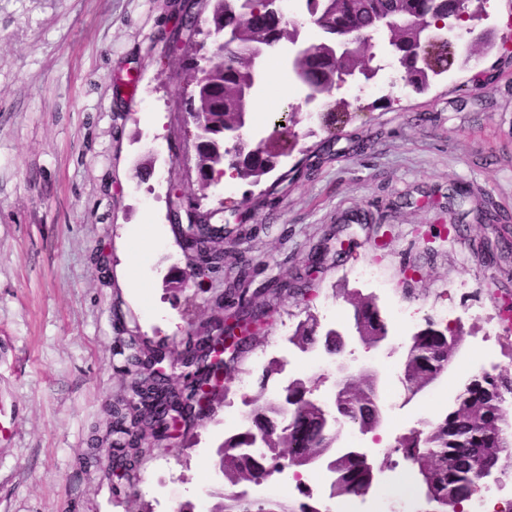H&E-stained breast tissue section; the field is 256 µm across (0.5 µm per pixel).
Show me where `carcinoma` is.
Listing matches in <instances>:
<instances>
[{
    "instance_id": "carcinoma-1",
    "label": "carcinoma",
    "mask_w": 512,
    "mask_h": 512,
    "mask_svg": "<svg viewBox=\"0 0 512 512\" xmlns=\"http://www.w3.org/2000/svg\"><path fill=\"white\" fill-rule=\"evenodd\" d=\"M308 14L321 22L318 31L321 38L311 44L313 52L304 57L291 56L288 70L294 77L311 72L317 75L314 86L328 92L332 48L347 35L376 29L382 20L395 21L386 30L390 42L395 46L405 69L407 82L418 90L428 85L429 71L434 67L448 68L445 48L434 43L418 45V24H433L458 13L457 0H306ZM264 0H211V32L213 59L206 77H190L192 92L189 100L205 111L207 124L195 129V148L198 163L206 178L214 181L224 176L228 168L242 179L261 178L274 169L272 160L257 146L248 145L231 156L224 149V135L240 125L241 113L236 111V97L246 89L254 94L262 83L265 72L258 71L257 64L246 51L229 50L216 43L225 25L238 21V41L244 46H256L264 42L268 34L278 35L294 44L299 38L296 28L288 27L267 16ZM374 53L365 47L336 62V67L372 74L378 68L371 67ZM352 307V323L361 322L370 335L367 340L377 341L388 335V327L371 296L349 300ZM452 328H434L428 323L424 331L417 334L404 365V379L411 384L422 382L416 364L427 367L430 378L436 380L448 364V334ZM331 332L318 331L315 319L300 323L294 338L306 347L323 343L327 353L338 352L336 340ZM208 366H198L186 376L180 390L166 385L162 379H149L142 387V407L139 417L147 424L162 420L168 406L180 403L188 409L198 404L202 382L211 376ZM492 389L512 392V377L499 374L473 376L458 395L457 407L442 419L431 424L427 432L426 445L417 439L402 443L406 457L418 465L419 475L434 502L441 508L446 506L465 512L472 498V489L478 477L476 465L484 464L497 468L501 456H512V430L503 428L502 404L490 393ZM338 424L356 426L361 431L377 429L383 420V410L376 392V378H363L343 383L337 400ZM266 437L263 449L255 454L249 452L253 437ZM336 443L335 423L325 414V409L308 398V387L302 381L283 389L269 398L264 391L253 398L247 426L243 431L224 440L217 448V456L224 465V480L235 487L241 483L259 484V479L271 471L282 469V463L290 462L296 467L326 463L328 470L336 474L333 495L349 497L363 493L371 485L372 470L364 455L347 452L332 460L327 454ZM145 448H130L120 458V464L138 478L137 471ZM210 512H319L303 503L299 510L289 508L279 499H255L228 491L218 496Z\"/></svg>"
}]
</instances>
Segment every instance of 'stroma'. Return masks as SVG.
<instances>
[{
  "label": "stroma",
  "mask_w": 512,
  "mask_h": 512,
  "mask_svg": "<svg viewBox=\"0 0 512 512\" xmlns=\"http://www.w3.org/2000/svg\"><path fill=\"white\" fill-rule=\"evenodd\" d=\"M177 2L0 0V512H167L196 502L202 485L221 488L210 462L231 434L225 412L260 387L285 386L301 321L336 327L327 305L346 317L349 292L373 295L354 275L361 266L387 285L378 307L404 305L415 329L436 309L459 313L455 364L419 393L399 391L392 416L364 435L374 468L402 458L382 442L453 408L464 381L457 361L487 347L498 358L477 359L478 371L512 376V323L499 314L512 299V225L479 220L489 210L512 217V49L452 66L419 91L376 33L381 91L364 80L359 93L336 90L329 109L347 115L337 138L325 122H300L296 146L260 182L239 179L229 192L213 184L202 210L222 203L243 221L224 239L223 271L175 293L166 282L186 258L167 191L198 184L188 72L170 49ZM306 95L298 84L285 100L259 86L269 108L252 114L245 138L266 139L274 114ZM454 186L468 197L449 200ZM144 224L158 232L137 268L136 304L123 271ZM342 240L352 246L340 255ZM238 281L269 317L225 381L226 398L153 449L136 490L116 484L111 405L131 382L122 340L136 334L181 352ZM387 344L353 354L375 366L382 390L407 354L396 336Z\"/></svg>",
  "instance_id": "stroma-1"
}]
</instances>
